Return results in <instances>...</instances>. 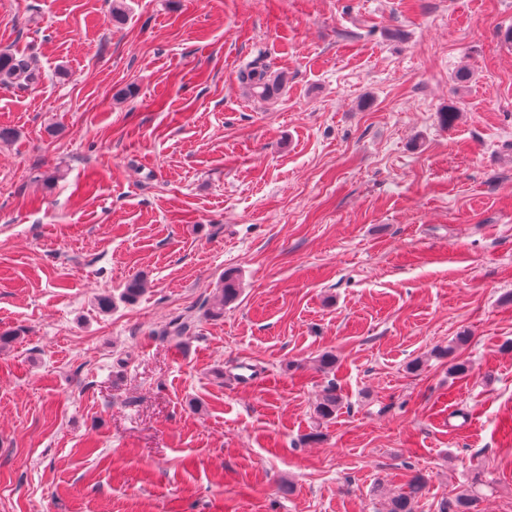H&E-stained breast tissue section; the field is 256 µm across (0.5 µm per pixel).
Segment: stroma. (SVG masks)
Listing matches in <instances>:
<instances>
[{
  "mask_svg": "<svg viewBox=\"0 0 512 512\" xmlns=\"http://www.w3.org/2000/svg\"><path fill=\"white\" fill-rule=\"evenodd\" d=\"M109 7L0 0V512H512V0ZM18 86H28L36 82L38 75L31 62L23 55L10 51L0 53V81ZM238 80L244 84L254 96L261 99H272L284 83V76L272 77L265 66L250 64L238 72ZM468 336H456L453 344H449L448 347H439L433 351V354L437 358H451L449 372L455 376L462 377L468 375L470 371L469 364L465 360L455 356L456 349L468 342ZM342 407V398L336 392V387H328L322 395L320 402L315 407L317 418L330 420L336 417V413ZM425 480L415 475L408 483L407 492H399L390 497L387 503V512H413L415 498L425 487Z\"/></svg>",
  "mask_w": 512,
  "mask_h": 512,
  "instance_id": "obj_1",
  "label": "stroma"
}]
</instances>
